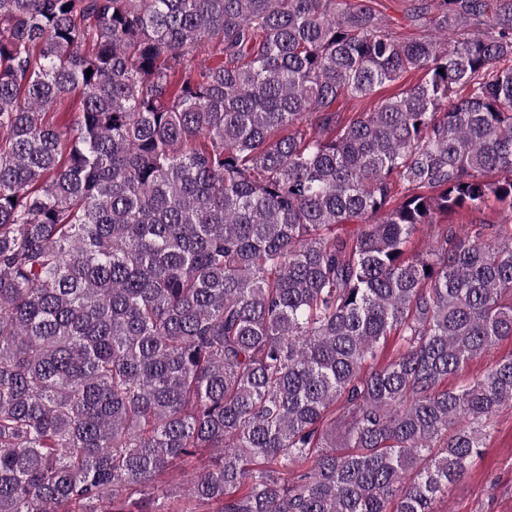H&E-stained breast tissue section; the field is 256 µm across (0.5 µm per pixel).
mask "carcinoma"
<instances>
[{"instance_id": "carcinoma-1", "label": "carcinoma", "mask_w": 512, "mask_h": 512, "mask_svg": "<svg viewBox=\"0 0 512 512\" xmlns=\"http://www.w3.org/2000/svg\"><path fill=\"white\" fill-rule=\"evenodd\" d=\"M410 12L0 0V512H436L512 403L442 388L512 338V233L442 223H512V0ZM410 0H364V4L380 13L391 27L401 36L411 38L417 35V29L407 18ZM421 76L422 74L420 72L407 74L399 81L377 86L373 94L366 98L356 97L345 93L336 100V111L341 112V115L345 120L356 116L359 112H370L377 106L379 101L399 93L409 85L415 84ZM80 108V97L79 95H71L70 97L57 102L50 107L46 114L45 120L50 123H62L66 120H70L75 116V112H78Z\"/></svg>"}]
</instances>
